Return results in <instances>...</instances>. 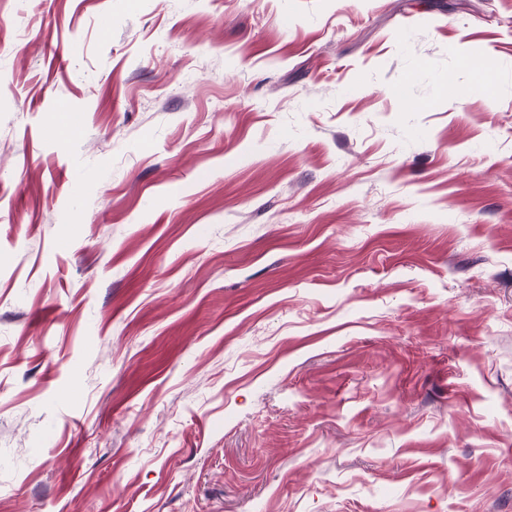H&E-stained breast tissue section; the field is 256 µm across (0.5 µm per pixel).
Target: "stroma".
<instances>
[{"label": "stroma", "instance_id": "obj_1", "mask_svg": "<svg viewBox=\"0 0 512 512\" xmlns=\"http://www.w3.org/2000/svg\"><path fill=\"white\" fill-rule=\"evenodd\" d=\"M0 512H512V0H0Z\"/></svg>", "mask_w": 512, "mask_h": 512}]
</instances>
